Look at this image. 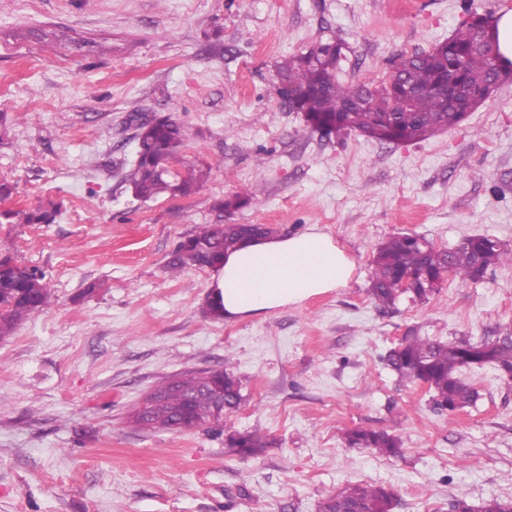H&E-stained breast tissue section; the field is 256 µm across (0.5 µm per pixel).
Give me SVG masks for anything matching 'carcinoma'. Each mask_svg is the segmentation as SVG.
I'll return each mask as SVG.
<instances>
[{"label":"carcinoma","instance_id":"cac0c4a2","mask_svg":"<svg viewBox=\"0 0 512 512\" xmlns=\"http://www.w3.org/2000/svg\"><path fill=\"white\" fill-rule=\"evenodd\" d=\"M464 11L469 20L448 40L427 51L397 56L393 73L379 82L342 81V44L319 43L277 64L280 95L288 110L301 113L309 125L338 123L343 131L359 132L387 144L424 140L453 128L463 122L464 112L435 92L436 85L448 77V70H455L469 90L470 111L485 102L484 91L495 76V52L490 46H478L481 33L471 21L475 14L467 3ZM406 85L423 93L409 100L403 93ZM127 124L136 130V158L123 181L133 196L143 201L162 194L188 197L207 181L208 169L185 176L171 171L170 162L186 139L183 127L171 116L148 117L135 112ZM60 211L51 201L24 210H0V224H54ZM275 232L269 224L208 225L177 244L167 267L174 273L193 267L214 268L245 237ZM505 261L512 264V251L489 236L475 235L454 247H438L418 235L397 234L375 250L369 295L384 310L395 306L404 294L423 302L434 292L424 283L438 282L447 274L462 282L478 280ZM50 299L51 290L41 273L0 255V339L13 335L22 321L48 306ZM386 360L400 380L426 383L437 410H461L478 399L477 389L463 376L465 371L490 365L500 378L512 380V334L506 331L479 341L463 336L434 342L412 333L389 351ZM208 377L215 384H224V411L236 409L241 400L237 379L220 369L208 371ZM133 418L137 425L159 429L173 430L179 423L222 428V416L214 413L202 377L191 372L158 387L147 413H136ZM346 441L352 448H369L386 457L402 454L399 439L383 430L353 429L346 434ZM227 446L256 456L266 442L254 433H232ZM393 498V492L381 484H353L325 499L321 512H390ZM449 506L461 512H512V498L490 497L476 506L456 497Z\"/></svg>","mask_w":512,"mask_h":512}]
</instances>
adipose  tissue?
<instances>
[{
	"label": "adipose tissue",
	"instance_id": "obj_1",
	"mask_svg": "<svg viewBox=\"0 0 512 512\" xmlns=\"http://www.w3.org/2000/svg\"><path fill=\"white\" fill-rule=\"evenodd\" d=\"M354 263L334 240L312 230L242 243L224 257L208 288L225 318L272 313L345 285Z\"/></svg>",
	"mask_w": 512,
	"mask_h": 512
}]
</instances>
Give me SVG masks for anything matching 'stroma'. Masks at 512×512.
Here are the masks:
<instances>
[{
  "instance_id": "obj_1",
  "label": "stroma",
  "mask_w": 512,
  "mask_h": 512,
  "mask_svg": "<svg viewBox=\"0 0 512 512\" xmlns=\"http://www.w3.org/2000/svg\"><path fill=\"white\" fill-rule=\"evenodd\" d=\"M465 17L462 0H0L6 205L63 210L0 224V254L53 295L0 339V512H320L356 483L388 487L394 512L512 498V384L474 370L476 403L450 415L385 361L411 328L434 341L512 330V264L388 311L368 292L373 253L398 232L439 246L484 234L512 251V80L461 126L406 146L320 136L277 92V63L318 43L341 40L340 77L360 84ZM136 111L185 127L171 169L210 167L195 194L134 199L120 164ZM235 195L248 205L216 210ZM220 219L318 229L355 270L303 304L212 318V269L173 277L166 264ZM211 369L242 395L222 432L134 424L159 384ZM360 427L396 435L402 455L349 447ZM237 432L268 446L233 454ZM60 211L51 201L24 210H0V224H55Z\"/></svg>"
}]
</instances>
